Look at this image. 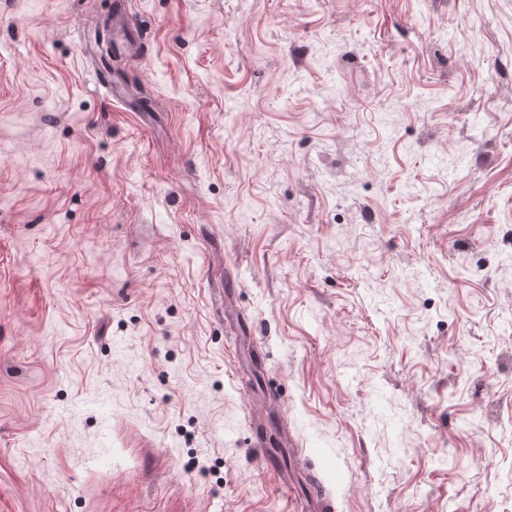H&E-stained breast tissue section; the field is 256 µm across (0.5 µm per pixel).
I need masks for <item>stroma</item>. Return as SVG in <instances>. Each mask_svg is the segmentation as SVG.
I'll use <instances>...</instances> for the list:
<instances>
[{"mask_svg": "<svg viewBox=\"0 0 512 512\" xmlns=\"http://www.w3.org/2000/svg\"><path fill=\"white\" fill-rule=\"evenodd\" d=\"M113 6L0 0V512H512V0ZM124 1L115 4L112 16V49H123L125 46L129 49L136 46L139 42L138 33L127 27L123 21Z\"/></svg>", "mask_w": 512, "mask_h": 512, "instance_id": "stroma-1", "label": "stroma"}]
</instances>
